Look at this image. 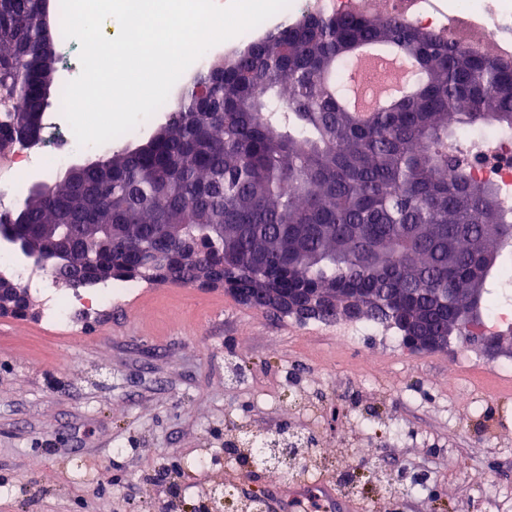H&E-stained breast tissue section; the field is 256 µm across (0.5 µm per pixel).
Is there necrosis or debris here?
Instances as JSON below:
<instances>
[{
  "label": "necrosis or debris",
  "mask_w": 512,
  "mask_h": 512,
  "mask_svg": "<svg viewBox=\"0 0 512 512\" xmlns=\"http://www.w3.org/2000/svg\"><path fill=\"white\" fill-rule=\"evenodd\" d=\"M287 11L325 15L375 11L412 27L451 35L474 53L512 57V0H291ZM451 145L453 154L470 159L472 177L496 187L503 208L512 212V129L462 125ZM0 272L27 289H57V298L47 309L53 321L73 307L93 309L112 300L111 289L99 288L88 295L68 288L36 259L17 262L7 248L0 250Z\"/></svg>",
  "instance_id": "necrosis-or-debris-1"
}]
</instances>
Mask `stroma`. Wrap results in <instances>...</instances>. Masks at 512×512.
Instances as JSON below:
<instances>
[{"instance_id":"1","label":"stroma","mask_w":512,"mask_h":512,"mask_svg":"<svg viewBox=\"0 0 512 512\" xmlns=\"http://www.w3.org/2000/svg\"><path fill=\"white\" fill-rule=\"evenodd\" d=\"M29 300L0 317V512H281L323 476L369 512H512V351H413L194 285L62 324ZM293 431L296 471L250 463L246 436Z\"/></svg>"}]
</instances>
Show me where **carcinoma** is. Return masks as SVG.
Instances as JSON below:
<instances>
[{
  "label": "carcinoma",
  "mask_w": 512,
  "mask_h": 512,
  "mask_svg": "<svg viewBox=\"0 0 512 512\" xmlns=\"http://www.w3.org/2000/svg\"><path fill=\"white\" fill-rule=\"evenodd\" d=\"M39 0H0V143L43 120L56 59L39 50ZM365 44L389 46L420 74L414 92L368 121L343 107L336 62ZM512 128V60L483 57L444 36L377 13L303 14L222 64L198 72L147 141L29 194L0 214V240L57 267L17 224L67 226L86 287L150 282L142 245L170 254L174 283L229 266L227 287L260 307L273 283L363 288L410 300L425 328L468 320L459 295L490 303L485 254L512 240L495 188L456 164L453 124ZM159 224H193L188 250Z\"/></svg>",
  "instance_id": "cac0c4a2"
}]
</instances>
